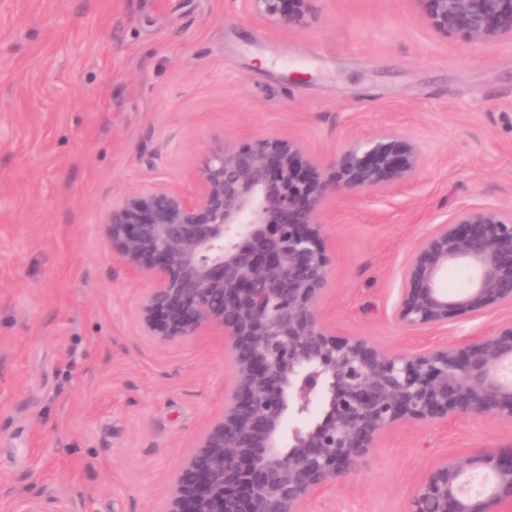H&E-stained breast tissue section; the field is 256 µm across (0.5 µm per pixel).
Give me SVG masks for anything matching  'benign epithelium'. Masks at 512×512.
<instances>
[{
    "label": "benign epithelium",
    "mask_w": 512,
    "mask_h": 512,
    "mask_svg": "<svg viewBox=\"0 0 512 512\" xmlns=\"http://www.w3.org/2000/svg\"><path fill=\"white\" fill-rule=\"evenodd\" d=\"M273 32L302 28L316 0H245ZM439 34L512 40V0H412ZM420 147L387 129L330 160L293 137L218 145L195 189L130 191L106 222L112 253L151 288L138 320L160 343L221 331L232 358L224 405L173 478L164 512H303L351 476L401 423L493 417L512 423V319L417 352L338 336L323 300L331 282L322 209L411 183ZM458 268L467 285L439 286ZM512 307V210L470 206L436 225L402 273L395 319L441 326L460 312ZM488 476V490H466ZM512 503V448L435 463L406 512H501Z\"/></svg>",
    "instance_id": "obj_1"
}]
</instances>
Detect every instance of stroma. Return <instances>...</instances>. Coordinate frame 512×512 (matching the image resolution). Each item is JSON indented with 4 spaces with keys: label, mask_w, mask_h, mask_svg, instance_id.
<instances>
[{
    "label": "stroma",
    "mask_w": 512,
    "mask_h": 512,
    "mask_svg": "<svg viewBox=\"0 0 512 512\" xmlns=\"http://www.w3.org/2000/svg\"><path fill=\"white\" fill-rule=\"evenodd\" d=\"M397 128L411 184L326 202L327 318L392 351L512 318L394 319L409 254L465 206L512 208V40L433 31L411 0H317L274 33L241 0H0V512H162L221 408L230 353L206 331L162 344L150 283L104 227L124 193L192 190L219 143L278 134L319 156ZM512 446L491 417L404 423L305 512H405L444 457Z\"/></svg>",
    "instance_id": "35a3bbf8"
}]
</instances>
